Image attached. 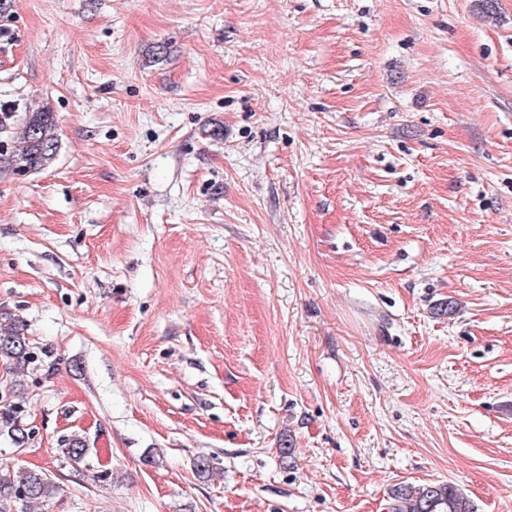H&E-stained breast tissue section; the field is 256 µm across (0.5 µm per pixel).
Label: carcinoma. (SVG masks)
Segmentation results:
<instances>
[{"mask_svg":"<svg viewBox=\"0 0 512 512\" xmlns=\"http://www.w3.org/2000/svg\"><path fill=\"white\" fill-rule=\"evenodd\" d=\"M0 135L8 140L0 148V165L21 173H41L55 161L60 139L57 116L47 103L36 102L22 114L0 107ZM38 360L19 317L0 312V362L16 374L28 372ZM22 409L0 398V437L21 447L32 437L21 418ZM63 460L77 469L88 466L85 437L62 440ZM63 489L41 470L14 468L0 463V512H18L19 502L42 505L62 497ZM389 512H476L464 491L451 483L398 484L389 489Z\"/></svg>","mask_w":512,"mask_h":512,"instance_id":"cac0c4a2","label":"carcinoma"}]
</instances>
